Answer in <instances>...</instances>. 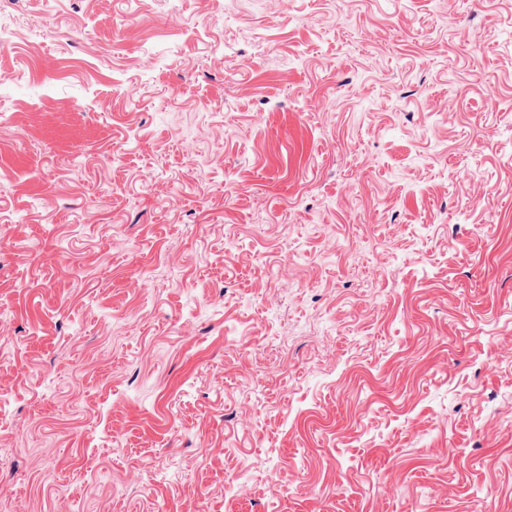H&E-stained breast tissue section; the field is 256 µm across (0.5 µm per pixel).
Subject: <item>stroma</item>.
Listing matches in <instances>:
<instances>
[{"mask_svg":"<svg viewBox=\"0 0 512 512\" xmlns=\"http://www.w3.org/2000/svg\"><path fill=\"white\" fill-rule=\"evenodd\" d=\"M0 29V512H512V0Z\"/></svg>","mask_w":512,"mask_h":512,"instance_id":"1","label":"stroma"}]
</instances>
